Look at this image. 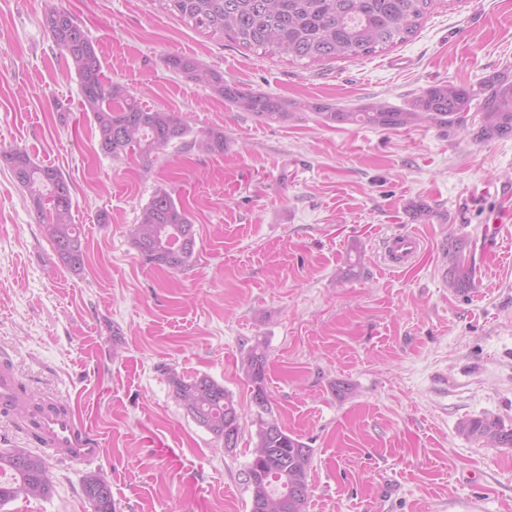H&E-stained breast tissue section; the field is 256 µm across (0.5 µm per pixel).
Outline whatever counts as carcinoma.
Masks as SVG:
<instances>
[{
	"label": "carcinoma",
	"instance_id": "obj_1",
	"mask_svg": "<svg viewBox=\"0 0 512 512\" xmlns=\"http://www.w3.org/2000/svg\"><path fill=\"white\" fill-rule=\"evenodd\" d=\"M160 7L189 23L199 32L246 48L259 57L293 62L368 57L407 41L414 35L433 0H156ZM42 24L73 69L81 106L90 113L99 136V149L114 158L135 155L148 163L177 141L202 152H224V132L192 134L175 112L145 108L126 86L108 81L97 50L84 30L53 0H45ZM167 67L203 84L239 112L265 121L288 119L286 99L252 91L179 54L165 58ZM482 96L476 138L484 141L512 136V81L494 72L479 91L439 83L425 89L405 107L375 101L354 110L314 103L310 108L327 124H360L383 129L427 123L439 128L467 127L472 101ZM15 182L25 191L43 236L61 263L73 272L87 259L81 225L74 223L72 181L61 170L41 165L22 148L0 149ZM134 247L145 264L179 271L194 260L196 239L189 212L173 193L157 188L141 208L130 230ZM466 243L454 245L448 287L465 293L471 286V268L462 261ZM242 368L251 387L256 448H269L265 458L251 457L242 472L248 492L249 512L254 505L288 491L269 512H308L313 450L275 418L267 388V353L261 341L246 353ZM168 385L187 414L202 428L221 439L239 436L242 413L232 394L214 378L203 374L186 378L167 373ZM468 438L497 447H512V427L497 419L472 417L459 425ZM99 473L88 474L82 493L92 512H115L112 492L97 494ZM53 481L43 457L30 448H0V508L18 499H47Z\"/></svg>",
	"mask_w": 512,
	"mask_h": 512
}]
</instances>
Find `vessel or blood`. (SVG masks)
<instances>
[{
	"label": "vessel or blood",
	"instance_id": "obj_1",
	"mask_svg": "<svg viewBox=\"0 0 512 512\" xmlns=\"http://www.w3.org/2000/svg\"><path fill=\"white\" fill-rule=\"evenodd\" d=\"M420 248L416 235L395 234L385 240L383 258L389 267L400 269L413 261ZM25 404L30 414L23 425L35 448L65 463L91 465L100 460L103 439L77 409L54 397L31 400L14 368L0 366V417L14 416Z\"/></svg>",
	"mask_w": 512,
	"mask_h": 512
}]
</instances>
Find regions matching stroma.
I'll use <instances>...</instances> for the list:
<instances>
[{"label": "stroma", "mask_w": 512, "mask_h": 512, "mask_svg": "<svg viewBox=\"0 0 512 512\" xmlns=\"http://www.w3.org/2000/svg\"><path fill=\"white\" fill-rule=\"evenodd\" d=\"M55 3L93 42L106 79L193 130L223 131L227 146H171L147 167L104 155L42 0H0V148L70 178L87 245L83 271L67 270L0 164V359L36 395L69 399L105 448L91 466L47 460L52 497L7 512H92L91 472L109 480L116 512H249L251 424L225 452L165 372L209 375L249 406L241 359L258 340L274 411L313 450L309 512H512V448L458 429L478 416L512 426V137L331 126L310 109L403 107L437 83L512 76V0H435L407 42L307 66L216 43L151 0ZM177 53L303 108L259 121L170 70ZM160 187L196 230L194 261L176 273L146 265L130 238ZM405 232L421 249L389 269L383 242ZM458 239L473 268L464 293L445 279Z\"/></svg>", "instance_id": "1"}]
</instances>
